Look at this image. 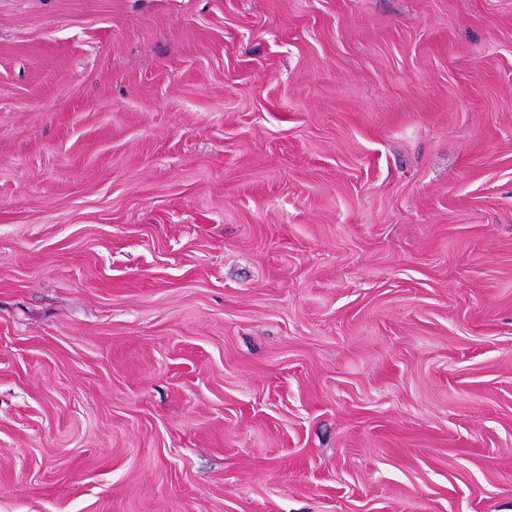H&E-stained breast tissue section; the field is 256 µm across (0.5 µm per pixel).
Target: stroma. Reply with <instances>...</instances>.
I'll return each mask as SVG.
<instances>
[{
	"label": "stroma",
	"mask_w": 512,
	"mask_h": 512,
	"mask_svg": "<svg viewBox=\"0 0 512 512\" xmlns=\"http://www.w3.org/2000/svg\"><path fill=\"white\" fill-rule=\"evenodd\" d=\"M0 512H512V0H0Z\"/></svg>",
	"instance_id": "35a3bbf8"
}]
</instances>
